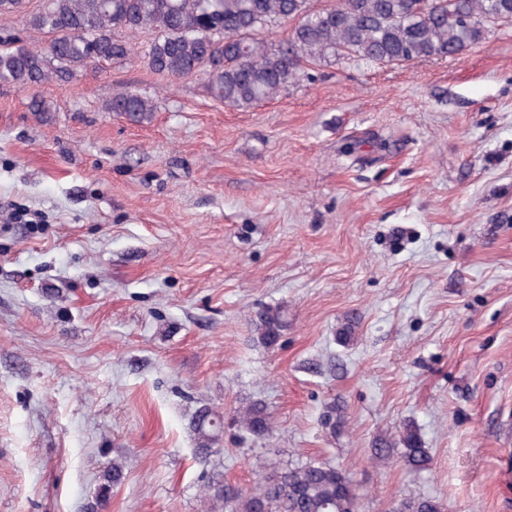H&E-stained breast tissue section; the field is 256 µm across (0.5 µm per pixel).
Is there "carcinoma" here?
<instances>
[{"mask_svg":"<svg viewBox=\"0 0 512 512\" xmlns=\"http://www.w3.org/2000/svg\"><path fill=\"white\" fill-rule=\"evenodd\" d=\"M21 18L25 29L50 36L45 48L0 39V83L29 89L53 79H71L92 63L123 64L133 49L117 32L148 29L149 68L167 78L203 73L210 94L229 105L250 108L303 79L308 67L331 58L361 65H398L418 59L454 57L485 37L488 26L512 22V0H336L316 9L312 0H45L35 11L26 0H0V18ZM292 23L286 39L266 33ZM109 108L131 119L156 111L136 91L121 90ZM258 340L273 347L285 326L284 311L269 307L254 322ZM253 438L273 434V417L251 402L235 418ZM197 453L207 458L224 431V416L210 406L190 419ZM407 466L420 470L430 454L417 431L401 436ZM124 465L112 464L99 487L104 498L122 479ZM204 512H360L359 495L347 470L309 461L275 471L242 493L219 476L203 488ZM402 512H440L431 498H404Z\"/></svg>","mask_w":512,"mask_h":512,"instance_id":"obj_1","label":"carcinoma"}]
</instances>
